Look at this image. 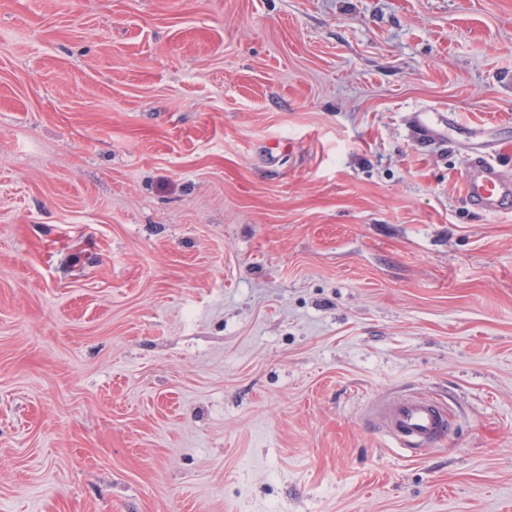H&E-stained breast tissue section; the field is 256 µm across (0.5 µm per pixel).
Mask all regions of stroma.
<instances>
[{
  "instance_id": "stroma-1",
  "label": "stroma",
  "mask_w": 512,
  "mask_h": 512,
  "mask_svg": "<svg viewBox=\"0 0 512 512\" xmlns=\"http://www.w3.org/2000/svg\"><path fill=\"white\" fill-rule=\"evenodd\" d=\"M421 107L512 178V0H0V512H512V214ZM410 120L418 136L434 145L448 140L450 131L459 125L451 112L435 108L418 109L412 112ZM483 130L476 126L468 129L472 145L464 173L466 200L489 214H511L512 181L492 162L494 146L482 141ZM375 415L382 429L411 456L445 438L450 426L447 406L423 393L382 400Z\"/></svg>"
}]
</instances>
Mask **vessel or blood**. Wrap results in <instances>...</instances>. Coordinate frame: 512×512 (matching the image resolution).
Returning <instances> with one entry per match:
<instances>
[{
  "mask_svg": "<svg viewBox=\"0 0 512 512\" xmlns=\"http://www.w3.org/2000/svg\"><path fill=\"white\" fill-rule=\"evenodd\" d=\"M411 123L420 138L434 145L446 141L458 126L452 113L435 108L412 112ZM469 134L471 146L464 173L468 204L489 214H511L512 179L492 162L493 147L483 141L482 128L472 127ZM375 415L382 429L413 456L445 438L450 426L447 406L422 393L382 400Z\"/></svg>",
  "mask_w": 512,
  "mask_h": 512,
  "instance_id": "obj_1",
  "label": "vessel or blood"
}]
</instances>
